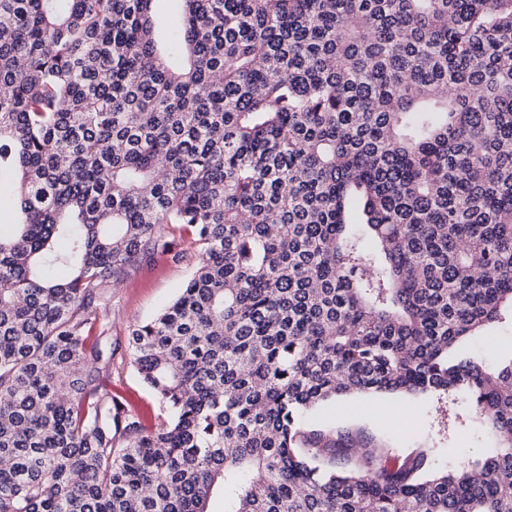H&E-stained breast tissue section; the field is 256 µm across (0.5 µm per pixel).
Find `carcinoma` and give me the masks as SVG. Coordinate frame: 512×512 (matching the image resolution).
I'll use <instances>...</instances> for the list:
<instances>
[{"instance_id":"cac0c4a2","label":"carcinoma","mask_w":512,"mask_h":512,"mask_svg":"<svg viewBox=\"0 0 512 512\" xmlns=\"http://www.w3.org/2000/svg\"><path fill=\"white\" fill-rule=\"evenodd\" d=\"M0 0V512H512V0ZM175 172L162 176L158 164ZM192 273L127 349L112 289ZM455 394L497 442L309 433L320 405ZM472 345L478 352L484 355L489 363L499 358L510 357L512 327L505 325L498 331L489 333L486 336H479L473 340ZM112 388L142 414L147 426H155L160 422L164 413L162 407L154 392L137 374L125 350L119 352L115 359L112 368Z\"/></svg>"}]
</instances>
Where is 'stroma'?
Returning <instances> with one entry per match:
<instances>
[{
  "mask_svg": "<svg viewBox=\"0 0 512 512\" xmlns=\"http://www.w3.org/2000/svg\"><path fill=\"white\" fill-rule=\"evenodd\" d=\"M194 263L190 257L175 264L159 255L113 289V337L126 340L130 323L154 315L176 294ZM112 388L142 414L146 425L159 423L162 407L137 374L127 352H119L115 359ZM309 426L360 431L372 446H388L403 453L424 449L438 465L452 470L493 446L481 434L467 400L451 394H370L339 399L319 409Z\"/></svg>",
  "mask_w": 512,
  "mask_h": 512,
  "instance_id": "stroma-1",
  "label": "stroma"
}]
</instances>
